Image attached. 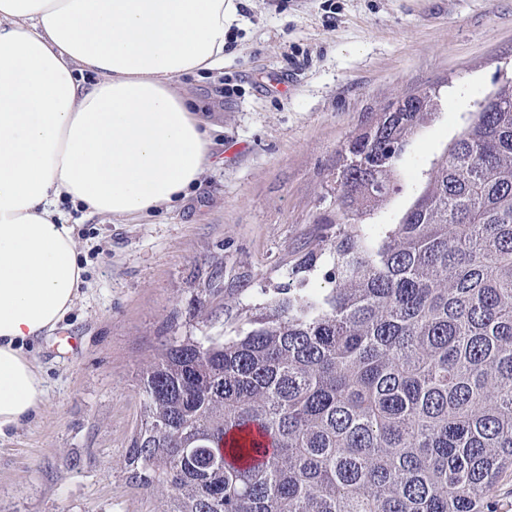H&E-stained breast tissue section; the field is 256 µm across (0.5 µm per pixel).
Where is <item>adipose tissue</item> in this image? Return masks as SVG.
<instances>
[{
    "label": "adipose tissue",
    "instance_id": "adipose-tissue-1",
    "mask_svg": "<svg viewBox=\"0 0 512 512\" xmlns=\"http://www.w3.org/2000/svg\"><path fill=\"white\" fill-rule=\"evenodd\" d=\"M237 0H0V433L45 387L26 340L84 282L63 204L131 220L200 187L212 125L178 85L224 66Z\"/></svg>",
    "mask_w": 512,
    "mask_h": 512
}]
</instances>
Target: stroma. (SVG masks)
<instances>
[{"label": "stroma", "mask_w": 512, "mask_h": 512, "mask_svg": "<svg viewBox=\"0 0 512 512\" xmlns=\"http://www.w3.org/2000/svg\"><path fill=\"white\" fill-rule=\"evenodd\" d=\"M226 29L223 69L179 80L215 127L201 187L132 221L69 212L85 283L23 347L46 395L0 436V512H163L127 464L144 365L173 338L223 335L225 307L265 302L335 232L341 152L392 102L435 89L442 110L403 151L374 234L512 73V0H248Z\"/></svg>", "instance_id": "1"}]
</instances>
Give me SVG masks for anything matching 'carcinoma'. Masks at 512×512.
<instances>
[{
  "label": "carcinoma",
  "instance_id": "carcinoma-1",
  "mask_svg": "<svg viewBox=\"0 0 512 512\" xmlns=\"http://www.w3.org/2000/svg\"><path fill=\"white\" fill-rule=\"evenodd\" d=\"M438 111L433 91L384 113L348 148L335 235L227 335L175 338L143 370L129 464L166 512H497L512 469V77L398 223L364 229Z\"/></svg>",
  "mask_w": 512,
  "mask_h": 512
}]
</instances>
